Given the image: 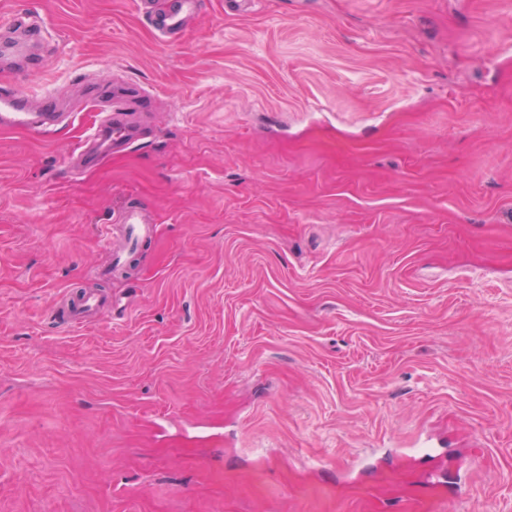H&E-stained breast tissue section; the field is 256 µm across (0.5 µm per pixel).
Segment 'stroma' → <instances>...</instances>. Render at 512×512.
Segmentation results:
<instances>
[{
    "mask_svg": "<svg viewBox=\"0 0 512 512\" xmlns=\"http://www.w3.org/2000/svg\"><path fill=\"white\" fill-rule=\"evenodd\" d=\"M136 2L0 0L63 112L0 127V512H512V0ZM91 83L153 100L76 173ZM176 3L168 7L158 16H150L151 27L159 40L168 42L184 33L187 16L195 7L196 0H174ZM1 38L10 41L13 53L16 56H23L26 53L28 43L37 41L42 37L43 23L41 20H32L26 13H15L7 23H1ZM20 34L21 38L13 35ZM119 222L125 224L126 235L129 245L132 246L136 243H141L143 240L150 237L151 229L142 206L134 199L127 202L120 214ZM101 299L96 294L83 293L72 299L66 306L53 312L57 327L68 329L88 323L91 314L99 307Z\"/></svg>",
    "mask_w": 512,
    "mask_h": 512,
    "instance_id": "obj_1",
    "label": "stroma"
}]
</instances>
